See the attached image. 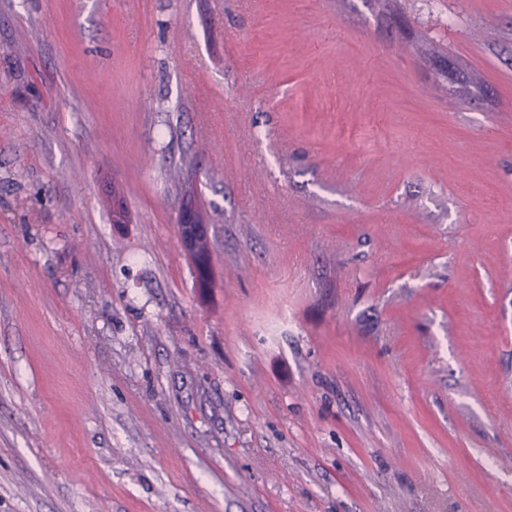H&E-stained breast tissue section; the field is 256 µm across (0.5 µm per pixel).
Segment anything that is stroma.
<instances>
[{
    "label": "stroma",
    "mask_w": 512,
    "mask_h": 512,
    "mask_svg": "<svg viewBox=\"0 0 512 512\" xmlns=\"http://www.w3.org/2000/svg\"><path fill=\"white\" fill-rule=\"evenodd\" d=\"M0 512H512V0H0ZM184 207L180 204L177 216L179 236L182 246L187 250H196L205 239L200 234H208L207 224H191L184 214ZM211 239L208 245L195 253L189 254L197 273V283L199 288H210L211 285Z\"/></svg>",
    "instance_id": "35a3bbf8"
}]
</instances>
